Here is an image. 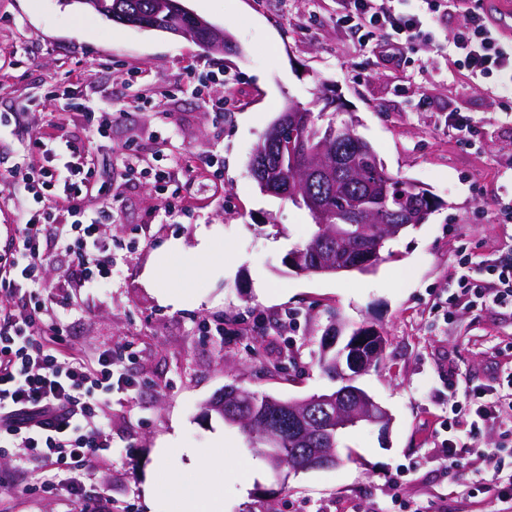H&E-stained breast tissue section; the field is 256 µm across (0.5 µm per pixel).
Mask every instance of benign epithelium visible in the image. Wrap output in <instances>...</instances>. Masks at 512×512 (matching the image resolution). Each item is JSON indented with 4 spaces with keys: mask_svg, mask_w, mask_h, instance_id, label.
<instances>
[{
    "mask_svg": "<svg viewBox=\"0 0 512 512\" xmlns=\"http://www.w3.org/2000/svg\"><path fill=\"white\" fill-rule=\"evenodd\" d=\"M174 36L185 38L206 47L209 50H223L222 43L218 40L220 33L205 20L197 17L195 23L189 27L178 28L171 31ZM313 123V113L305 112L301 108L293 107L285 110L278 122V128L290 133L289 139L279 137L276 146L259 147L253 151L250 159V169L258 175L270 167V157L273 153L287 152L290 156H296L301 142L296 140V134L309 129ZM320 154H326L329 159L318 166H313L304 172L306 187L297 188L289 193L292 198L303 196L304 207L308 210L313 222L317 224L326 237H336L341 241L344 234L341 228H333L328 223L327 198L322 187L331 182L337 162L343 158V148L332 147L324 142L319 147ZM424 213L412 211H399L395 215V223L389 224L384 229L372 226L366 230L367 238L371 240L372 247L361 254L354 263L343 265L336 261L334 253L325 254L315 260L316 265L325 272H344L354 268L372 269L376 266L375 258L380 255L381 247L387 234L398 235L411 225L423 223ZM386 349V339L381 331L367 330L366 335L358 333L346 337L344 342H339V337L329 336L325 339L323 351H336L334 361V379L341 381V385L331 393L315 395L305 400L295 402L289 406L280 403L269 402L266 413L269 419L276 421V427L270 428L265 433V447L257 449L263 457L275 462L281 458L278 448L279 427L283 426L289 431L304 436L311 430L313 419L317 417V411L327 414L322 424L321 433L328 439H333L335 433L351 423L367 422L369 424H381L386 426L391 417L388 411L378 404L364 390L354 386L357 376L363 373L373 363V359L383 356ZM251 403V397L240 389L234 390L231 396V404H224V400L214 398L205 406V413L216 414L224 422L238 425L241 423L239 416L234 412L235 406H244ZM295 455L303 456L302 469H324L334 466L337 461V453L334 448H297Z\"/></svg>",
    "mask_w": 512,
    "mask_h": 512,
    "instance_id": "obj_1",
    "label": "benign epithelium"
}]
</instances>
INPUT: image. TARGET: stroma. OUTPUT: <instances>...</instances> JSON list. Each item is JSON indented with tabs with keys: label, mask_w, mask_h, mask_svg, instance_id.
<instances>
[{
	"label": "stroma",
	"mask_w": 512,
	"mask_h": 512,
	"mask_svg": "<svg viewBox=\"0 0 512 512\" xmlns=\"http://www.w3.org/2000/svg\"><path fill=\"white\" fill-rule=\"evenodd\" d=\"M185 4L228 33L234 50L214 53L112 22L71 0H0V113L12 116L0 127V194L25 198L9 173L27 165L29 139L59 146L78 136L112 197L104 228L111 282L65 289L76 262L60 250L45 274L48 292L71 298L62 321L70 346L90 357L111 350L114 372L134 382L99 398L110 447L83 463L93 499L107 512H152L149 486L174 475L193 481L192 448L223 456L216 485L224 512H388L395 496L421 512H501L497 487L476 482L473 454L499 449L510 470L512 437L478 432L472 453L453 467L442 446L471 423L467 411H451L464 393L512 372V309L448 301L462 262L512 259V219L501 212L512 200L502 176L512 166V93L452 78V17L429 25L406 58L387 61L337 26L336 0ZM69 69L81 75L76 93L86 105L125 110L106 136L82 113L49 102ZM227 94L224 118L214 120L212 103ZM291 100L353 121L390 174L438 203L424 224L386 243L370 272L305 275L284 263L310 239L312 220L263 193L249 161ZM452 113L469 116L476 134L455 135ZM132 144L143 157L196 166L182 212L168 214L164 195L124 168ZM211 158L221 179L204 165ZM203 229L216 260L176 288V303H164L146 282L149 271L169 264L171 245L194 255ZM362 326L380 328L388 345L357 383L392 421L342 430L335 466L273 473L239 427L205 415L228 384L288 400L334 390L318 364L321 342L333 329L347 336ZM247 458L256 464L250 476ZM39 467L28 449L0 453V512H81L57 491L29 492Z\"/></svg>",
	"instance_id": "obj_1"
}]
</instances>
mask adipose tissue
Wrapping results in <instances>:
<instances>
[{
	"label": "adipose tissue",
	"mask_w": 512,
	"mask_h": 512,
	"mask_svg": "<svg viewBox=\"0 0 512 512\" xmlns=\"http://www.w3.org/2000/svg\"><path fill=\"white\" fill-rule=\"evenodd\" d=\"M197 479L194 483H177L169 492L150 487L149 494L155 504V512H223V504L209 491L211 479L223 469L220 457H194Z\"/></svg>",
	"instance_id": "obj_1"
}]
</instances>
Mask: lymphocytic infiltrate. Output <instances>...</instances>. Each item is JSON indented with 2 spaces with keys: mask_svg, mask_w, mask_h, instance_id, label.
Returning a JSON list of instances; mask_svg holds the SVG:
<instances>
[{
  "mask_svg": "<svg viewBox=\"0 0 512 512\" xmlns=\"http://www.w3.org/2000/svg\"><path fill=\"white\" fill-rule=\"evenodd\" d=\"M403 2L341 0L336 23L362 43L374 44L383 56L399 60L425 21L440 19L444 0H420L415 11L403 10ZM454 9L455 65L474 77H496V90L512 91V43L497 38L485 8L456 0ZM27 153L31 162L22 179L28 196L19 205L21 222L12 249L0 254V447L19 443L30 448L47 467L41 486L81 503L89 491L80 466L86 456L109 446L96 417L98 395L112 392V353L104 351L93 362L72 353L54 319L57 301H39L37 294L49 253L59 248L77 260L76 287L111 278L112 243L102 227L111 223L112 209L88 204L98 179L84 140L67 141L63 161L38 139L28 141ZM125 162L131 172L168 193L172 209L179 203L180 188L193 178L190 166L170 165L162 157L150 162L134 148ZM62 213L68 217L65 235L49 238L47 225ZM455 293L511 306L512 264L466 268L456 280ZM464 405L472 416V431L512 428V393L504 400L468 393Z\"/></svg>",
  "mask_w": 512,
  "mask_h": 512,
  "instance_id": "lymphocytic-infiltrate-1",
  "label": "lymphocytic infiltrate"
}]
</instances>
